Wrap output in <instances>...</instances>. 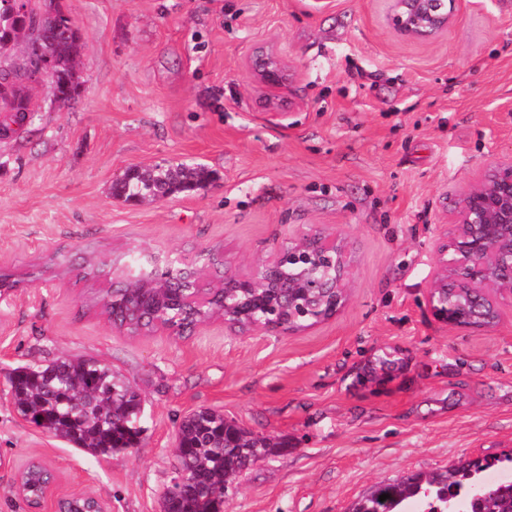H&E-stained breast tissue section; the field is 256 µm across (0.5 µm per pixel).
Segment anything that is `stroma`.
<instances>
[{"mask_svg":"<svg viewBox=\"0 0 512 512\" xmlns=\"http://www.w3.org/2000/svg\"><path fill=\"white\" fill-rule=\"evenodd\" d=\"M85 36L70 107L28 86L35 114L0 132V512L38 456L57 492L110 512H160L176 431L200 408L287 441L243 471L226 512H348L373 486L512 454V313L492 329L438 321L434 243L456 196L512 159V0H465L450 30L407 39L385 0H64ZM288 60L280 88L247 61ZM202 164L206 190L114 199L131 167ZM353 260L348 301L292 335L214 318L183 337L132 336L91 301L85 260L158 267L219 253L242 274L310 228ZM62 355L111 365L141 395L145 432L93 458L15 411L7 376Z\"/></svg>","mask_w":512,"mask_h":512,"instance_id":"stroma-1","label":"stroma"}]
</instances>
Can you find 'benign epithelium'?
<instances>
[{"label": "benign epithelium", "mask_w": 512, "mask_h": 512, "mask_svg": "<svg viewBox=\"0 0 512 512\" xmlns=\"http://www.w3.org/2000/svg\"><path fill=\"white\" fill-rule=\"evenodd\" d=\"M387 19L408 38L446 32L461 9V0H388ZM251 72L257 84L280 86L287 63L263 49L252 56ZM351 258L344 242L315 228L280 246L274 256L252 273L230 272L224 279V299L241 292L244 303L233 307L230 323L247 331L278 334L300 331L292 321L259 317L272 308L299 310L314 325L334 317L347 303ZM433 315L451 327L493 328L512 306V160L496 161L484 168L475 182L454 200L450 219L436 241L434 270L427 283ZM82 493L57 496L56 485L43 494L40 507Z\"/></svg>", "instance_id": "1"}]
</instances>
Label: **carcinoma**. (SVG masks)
I'll return each instance as SVG.
<instances>
[{
	"instance_id": "cac0c4a2",
	"label": "carcinoma",
	"mask_w": 512,
	"mask_h": 512,
	"mask_svg": "<svg viewBox=\"0 0 512 512\" xmlns=\"http://www.w3.org/2000/svg\"><path fill=\"white\" fill-rule=\"evenodd\" d=\"M29 2L24 11L14 0H0V59L12 55L18 45L26 48L25 60L31 69L51 60L53 96L58 106L80 95L84 79L77 58L83 35L64 11L62 0ZM14 88L11 95L0 94V112L26 118L31 100L25 74L15 68L0 69V86ZM210 171L201 164L157 166L124 173L112 183V196L127 202L155 201L176 193L207 187ZM163 292L168 300L164 311L189 330L200 317L224 314V293L215 292V302L195 311L183 306L170 289L149 288L146 279L117 290L120 300L143 309L132 322L118 317L119 326L138 334L155 324L152 309L155 296ZM17 413L47 435L61 439L76 450L110 457L138 447L145 428L138 391L112 371V366L84 356H60L43 364L20 366L9 374ZM177 472L182 481L177 497L161 499V512H219L217 496L225 493L243 464L263 459L287 447L284 442L254 438L224 419V414L203 408L182 417L178 424ZM489 462L474 460L461 471L413 476L382 484L355 504L352 512H460L454 495L461 487L469 491L471 512H512V482L489 485L481 480L491 468ZM390 495L381 501L379 496Z\"/></svg>"
}]
</instances>
